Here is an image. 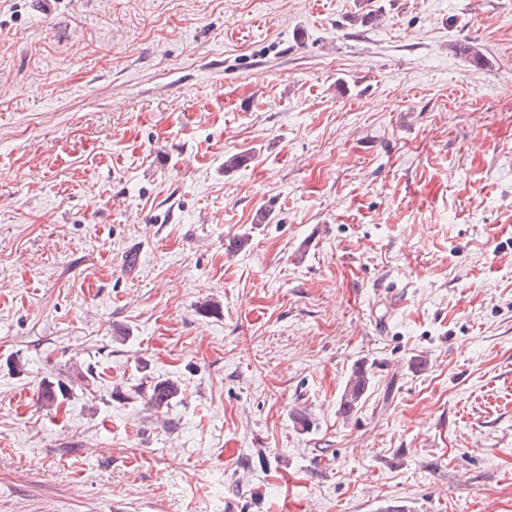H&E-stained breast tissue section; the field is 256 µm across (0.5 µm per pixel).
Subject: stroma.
Returning a JSON list of instances; mask_svg holds the SVG:
<instances>
[{
    "label": "stroma",
    "instance_id": "obj_1",
    "mask_svg": "<svg viewBox=\"0 0 512 512\" xmlns=\"http://www.w3.org/2000/svg\"><path fill=\"white\" fill-rule=\"evenodd\" d=\"M389 505L512 512V0H0V512ZM370 380V373L366 367L358 366L352 371L340 399V408L344 414L353 412L359 406ZM73 378H67V381L57 379L56 381L45 380L41 393V400L47 406L56 405L60 399L66 398L71 385L74 384ZM182 387L172 378H156L150 381L147 390V401L152 409L157 411L168 408L180 396Z\"/></svg>",
    "mask_w": 512,
    "mask_h": 512
}]
</instances>
